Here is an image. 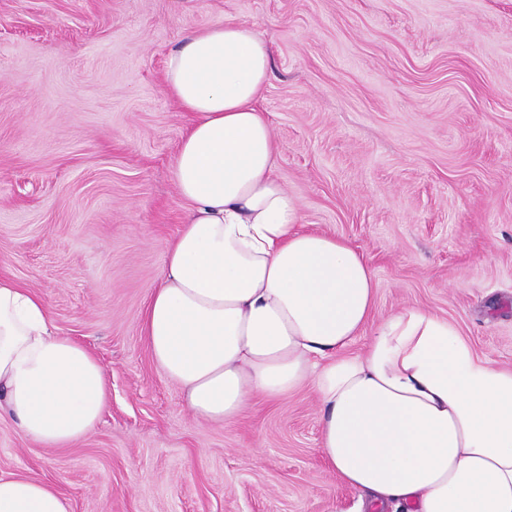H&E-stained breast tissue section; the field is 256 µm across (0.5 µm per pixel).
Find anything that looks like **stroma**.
<instances>
[{
  "mask_svg": "<svg viewBox=\"0 0 512 512\" xmlns=\"http://www.w3.org/2000/svg\"><path fill=\"white\" fill-rule=\"evenodd\" d=\"M216 22L271 42L259 100L303 227L375 275L376 318L455 324L512 368V0H0V275L98 360L105 412L70 448L0 421V471L71 512H358L319 450L309 388L205 424L140 327L187 202L193 116L171 50Z\"/></svg>",
  "mask_w": 512,
  "mask_h": 512,
  "instance_id": "1",
  "label": "stroma"
}]
</instances>
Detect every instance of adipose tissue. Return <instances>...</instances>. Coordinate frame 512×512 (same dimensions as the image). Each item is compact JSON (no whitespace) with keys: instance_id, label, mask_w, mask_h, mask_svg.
<instances>
[{"instance_id":"1","label":"adipose tissue","mask_w":512,"mask_h":512,"mask_svg":"<svg viewBox=\"0 0 512 512\" xmlns=\"http://www.w3.org/2000/svg\"><path fill=\"white\" fill-rule=\"evenodd\" d=\"M269 43L247 23L192 31L169 56L170 94L193 115L172 164L189 208L147 299L143 336L194 416L230 423L307 386L320 452L365 512H512V369L448 319L375 311L374 275L346 240L301 230L257 100ZM107 403L103 370L53 330L46 303L0 276V418L45 448L85 438ZM49 482L0 472V512H69Z\"/></svg>"}]
</instances>
